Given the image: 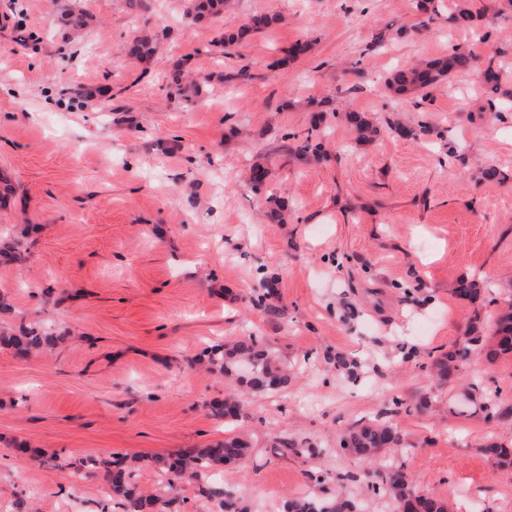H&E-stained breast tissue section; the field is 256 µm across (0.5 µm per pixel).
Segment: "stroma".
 <instances>
[{
  "label": "stroma",
  "instance_id": "stroma-1",
  "mask_svg": "<svg viewBox=\"0 0 512 512\" xmlns=\"http://www.w3.org/2000/svg\"><path fill=\"white\" fill-rule=\"evenodd\" d=\"M151 4L136 15L126 0H0V244L13 255L0 260V335L31 326L58 339L27 357L0 347V512L19 497L40 512H100L105 481L74 485L53 455H168L224 438L212 406L234 387L189 362L248 334L290 378L275 394L241 393L249 453L212 472L242 512L318 494L311 474L332 487L392 462L455 512H512V468L481 451L512 443V426L459 413L474 384L512 404V354L444 384L428 370L473 314L493 319L512 297L503 0H473L466 29L448 24L454 0H437L423 30L413 0H231L211 23L187 18L184 0ZM71 11L86 20L78 38L57 24ZM257 13L280 20L220 46ZM142 31L160 38L148 64L123 53ZM300 41L307 52L290 57ZM456 50L473 54V71L398 103L384 95L391 72ZM489 65L503 88L497 120L470 107ZM175 66L200 97L169 88ZM350 112L374 118L372 142H356ZM397 123L430 133L402 138ZM308 137L319 156H291ZM257 165L259 194L248 180ZM487 167L501 179H482ZM270 275L273 313L252 301ZM472 279L484 299L453 295ZM336 352L354 375L329 363ZM377 417L400 445L374 463L343 455L339 435ZM278 436L321 453L281 456Z\"/></svg>",
  "mask_w": 512,
  "mask_h": 512
}]
</instances>
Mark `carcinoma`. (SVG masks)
<instances>
[{"label": "carcinoma", "instance_id": "carcinoma-1", "mask_svg": "<svg viewBox=\"0 0 512 512\" xmlns=\"http://www.w3.org/2000/svg\"><path fill=\"white\" fill-rule=\"evenodd\" d=\"M228 0H186V12L198 23L213 22L224 14ZM474 13L469 0H457L449 19L457 27L471 25ZM279 21L275 14H255L248 27L237 31H226L222 44L226 47L240 43L249 32L269 29ZM158 38L152 34H141L126 42L124 53L127 58L146 62L157 52ZM472 57L465 52H457L446 59L425 61L407 70H398L384 83L387 94L401 95L409 90L426 89L452 72L467 71L471 68ZM485 92L488 95L501 93L499 73L491 66L481 74ZM357 139L367 141L376 132L372 122L355 115L351 118ZM276 297L274 283L266 279L260 282L259 294L254 303L270 312H275L273 299ZM54 338L39 336L29 331L22 336H0V344L27 355L49 345ZM483 353L491 361L500 354L512 352V299L504 306L495 319L494 335H484L483 319L475 315L466 328L464 341L448 352L434 358L430 370L440 379H449L470 363L475 351ZM196 363L203 364L214 373L226 377H236L255 396H263L288 382L286 369L270 350L254 336H243L223 345L206 348ZM468 401L481 411H491L499 420L512 418V406L501 401L499 390L481 388L478 396L468 394ZM214 415L224 423L234 424L242 419V405L232 396L213 406ZM400 443L395 427L387 422L370 421L359 423L339 439L341 450L362 460L375 458L383 448ZM282 455L313 457L316 450L308 442L298 443L292 439L279 438L275 441ZM248 448V441L242 435L228 436L204 448H182L176 454L164 456L113 455L108 460H100L94 455H85L64 461L59 467L71 470L84 478L97 475L104 469V478L110 490L120 497L121 512H173L175 499L171 491L186 484L197 487L198 493L213 503L218 512H241L235 493L224 484L210 480L213 467L221 463H231L242 459ZM485 456L502 466H512V448L499 441H489L482 446ZM153 470L160 477L161 487L157 492L144 495L138 489L136 479L140 472ZM341 481L362 480L373 493L382 494L393 503H400L405 512H449L443 500L431 494H421L412 487L407 473L393 463L374 471V476L344 474ZM285 512H357L356 504L336 494L332 500H318L312 496H296L285 504Z\"/></svg>", "mask_w": 512, "mask_h": 512}]
</instances>
